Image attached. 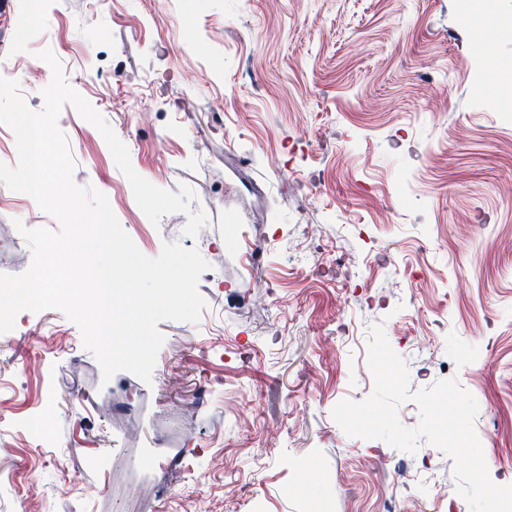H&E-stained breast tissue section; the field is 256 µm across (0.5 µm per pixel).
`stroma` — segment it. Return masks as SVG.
Returning <instances> with one entry per match:
<instances>
[{
  "instance_id": "stroma-1",
  "label": "stroma",
  "mask_w": 512,
  "mask_h": 512,
  "mask_svg": "<svg viewBox=\"0 0 512 512\" xmlns=\"http://www.w3.org/2000/svg\"><path fill=\"white\" fill-rule=\"evenodd\" d=\"M42 0L0 24V64L51 49L69 85L159 188L208 216L152 224L101 133L65 106L74 180L104 193L139 250L198 248V322L163 321L151 382L104 379L79 327L24 311L0 343V512H471L453 462L347 436L383 324L410 388L476 398L491 479L512 483V0ZM59 230L0 183V273L21 228ZM258 254L248 257L249 244ZM209 389L199 401V385ZM51 398L53 447L21 426ZM175 459L133 470L132 459Z\"/></svg>"
}]
</instances>
